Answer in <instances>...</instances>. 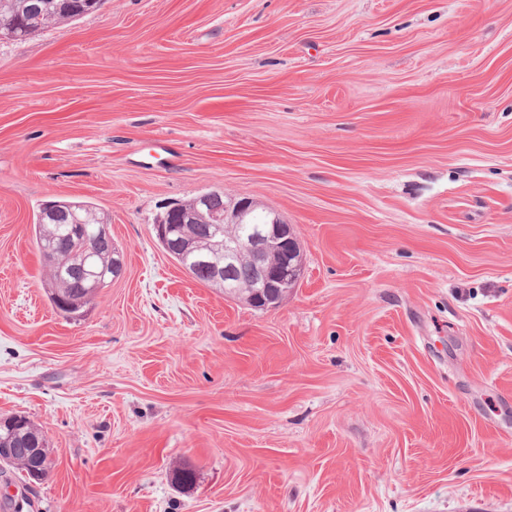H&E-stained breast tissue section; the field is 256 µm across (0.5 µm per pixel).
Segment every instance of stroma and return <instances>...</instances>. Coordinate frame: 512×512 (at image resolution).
<instances>
[{"instance_id":"stroma-1","label":"stroma","mask_w":512,"mask_h":512,"mask_svg":"<svg viewBox=\"0 0 512 512\" xmlns=\"http://www.w3.org/2000/svg\"><path fill=\"white\" fill-rule=\"evenodd\" d=\"M208 191L293 225L278 306L158 240ZM52 198L124 256L73 320ZM10 415L51 469L0 512H512V0H106L0 39Z\"/></svg>"}]
</instances>
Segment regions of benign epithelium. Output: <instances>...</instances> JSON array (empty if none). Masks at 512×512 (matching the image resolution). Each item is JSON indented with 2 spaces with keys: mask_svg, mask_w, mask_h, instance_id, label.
Returning <instances> with one entry per match:
<instances>
[{
  "mask_svg": "<svg viewBox=\"0 0 512 512\" xmlns=\"http://www.w3.org/2000/svg\"><path fill=\"white\" fill-rule=\"evenodd\" d=\"M257 202L216 191L201 194L185 204H175L155 224L160 242L167 248L176 224H207L213 248L224 262L212 264L213 281L231 276L240 260L253 268L250 285L231 293L255 310L275 307L297 287L302 276V257L293 226L274 211L255 221Z\"/></svg>",
  "mask_w": 512,
  "mask_h": 512,
  "instance_id": "benign-epithelium-1",
  "label": "benign epithelium"
}]
</instances>
